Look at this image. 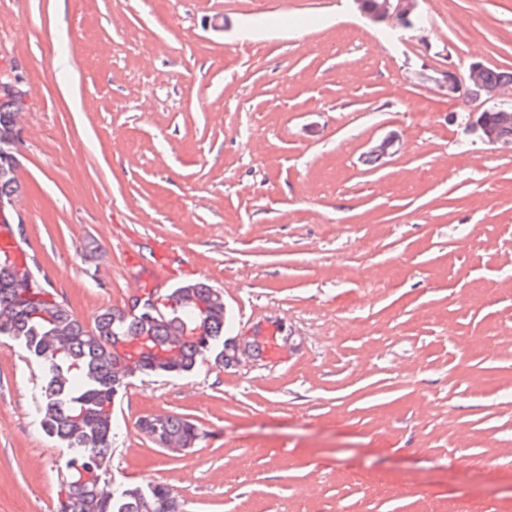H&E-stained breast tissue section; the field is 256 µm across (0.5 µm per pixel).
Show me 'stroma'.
<instances>
[{
  "label": "stroma",
  "instance_id": "35a3bbf8",
  "mask_svg": "<svg viewBox=\"0 0 512 512\" xmlns=\"http://www.w3.org/2000/svg\"><path fill=\"white\" fill-rule=\"evenodd\" d=\"M420 9L405 30L354 0H0V82L39 130L13 216L54 297L92 326L157 239L171 285L223 289L225 338H286L133 378L110 485L167 483L183 512H512V148L438 87L512 70V0ZM39 375L0 336V512L62 491ZM158 413L205 435L161 451L137 425Z\"/></svg>",
  "mask_w": 512,
  "mask_h": 512
}]
</instances>
